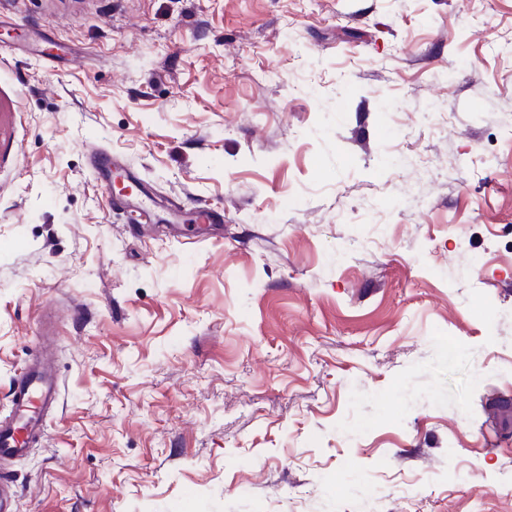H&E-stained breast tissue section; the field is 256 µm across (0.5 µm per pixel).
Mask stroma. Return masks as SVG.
<instances>
[{"mask_svg":"<svg viewBox=\"0 0 512 512\" xmlns=\"http://www.w3.org/2000/svg\"><path fill=\"white\" fill-rule=\"evenodd\" d=\"M511 130L512 0H0L14 512H512ZM58 386L51 365L40 356L17 376L11 389V411L0 419V511L12 512L15 500L13 482L4 473L7 461L23 456L45 435L44 409L54 405Z\"/></svg>","mask_w":512,"mask_h":512,"instance_id":"stroma-1","label":"stroma"}]
</instances>
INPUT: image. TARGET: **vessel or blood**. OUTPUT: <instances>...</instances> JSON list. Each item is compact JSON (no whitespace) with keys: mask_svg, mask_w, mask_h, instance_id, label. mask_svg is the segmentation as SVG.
Instances as JSON below:
<instances>
[{"mask_svg":"<svg viewBox=\"0 0 512 512\" xmlns=\"http://www.w3.org/2000/svg\"><path fill=\"white\" fill-rule=\"evenodd\" d=\"M57 394L50 364L33 357L12 384L9 416L0 419V467L23 456L44 437L42 412L54 405Z\"/></svg>","mask_w":512,"mask_h":512,"instance_id":"vessel-or-blood-1","label":"vessel or blood"}]
</instances>
